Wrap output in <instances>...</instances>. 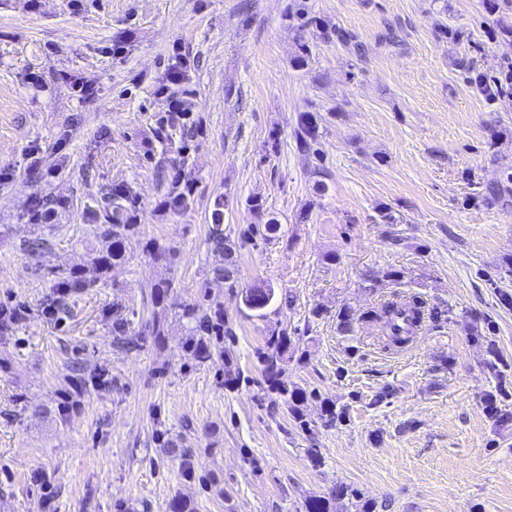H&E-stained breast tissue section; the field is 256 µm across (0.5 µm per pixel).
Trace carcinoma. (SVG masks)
<instances>
[{"label":"carcinoma","mask_w":512,"mask_h":512,"mask_svg":"<svg viewBox=\"0 0 512 512\" xmlns=\"http://www.w3.org/2000/svg\"><path fill=\"white\" fill-rule=\"evenodd\" d=\"M512 82V65L504 66L500 76L487 82L480 78L478 85L491 100L502 95L503 89ZM297 149L303 156H308L319 136V117L311 112H302L298 116L297 128L294 131ZM193 189L190 184L183 188L172 185L165 194L163 206L165 210L177 216L189 208L192 202ZM56 202L49 196L38 200L30 214L32 225L38 227L43 220L54 212ZM224 206L226 197L219 196L214 201L212 224L208 227L207 245L216 257L215 263L209 269L208 275L213 281H224V287L234 290L239 287L238 279L224 278V271L235 267L232 261L234 255L233 243L224 233ZM136 205L125 189H113L103 195L97 206L90 209L93 219H104L105 223L97 225L98 237L102 241L100 248L93 250L92 264L101 275L112 270V266L122 262L126 256L127 244L139 233ZM145 248L152 260L156 263L171 260L172 250L162 247L150 240ZM88 286L83 270L73 267L65 272L59 281L63 292H72ZM275 296L271 286H260L258 291L248 289L243 293L244 305L258 316L267 317L266 309ZM153 303L159 308V316L155 317L149 326V335L162 339L165 335L164 320L162 316L169 312L174 313L190 326L191 335L198 337L192 343L195 357L205 361L213 356L212 347L205 337L224 335V304L220 302H190L184 299L170 281H160L153 285ZM437 321L441 319L442 312L438 308L426 310L425 302L415 296L407 297L396 293L393 298L385 300L380 306L369 309L360 315V319L380 325L378 343L386 351L399 350L409 344L413 336L417 335L425 315ZM292 340L285 329H273L265 341L267 351L262 353L264 363V377L270 390L279 394L284 406L297 420L302 419L299 404L303 401V391L295 387H288V381L280 367V361L288 352Z\"/></svg>","instance_id":"obj_1"}]
</instances>
